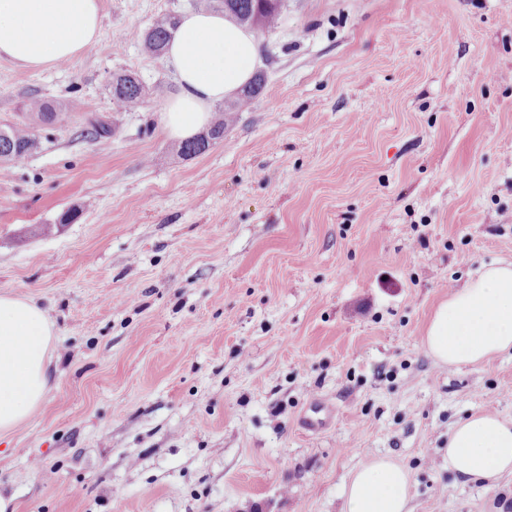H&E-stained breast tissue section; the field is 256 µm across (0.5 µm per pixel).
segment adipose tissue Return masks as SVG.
Here are the masks:
<instances>
[{"mask_svg":"<svg viewBox=\"0 0 512 512\" xmlns=\"http://www.w3.org/2000/svg\"><path fill=\"white\" fill-rule=\"evenodd\" d=\"M99 0H0V57L40 70L69 61L98 38ZM177 89L162 109L165 131L187 139L205 128L214 105L244 87L258 64L251 32L222 13L185 14L165 53ZM52 326L28 300L0 295V432L29 419L48 389ZM423 345L451 367L512 351V265H495L453 290L435 311ZM448 467L464 481L491 484L512 473V424L481 412L448 436ZM410 479L376 458L353 478L346 512H408Z\"/></svg>","mask_w":512,"mask_h":512,"instance_id":"1","label":"adipose tissue"}]
</instances>
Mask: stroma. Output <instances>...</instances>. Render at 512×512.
<instances>
[{"label":"stroma","mask_w":512,"mask_h":512,"mask_svg":"<svg viewBox=\"0 0 512 512\" xmlns=\"http://www.w3.org/2000/svg\"><path fill=\"white\" fill-rule=\"evenodd\" d=\"M100 7L71 61L0 58V124L32 94L65 113L0 166V294L54 333L45 397L0 434L7 512H343L375 457L411 512H512V474L448 469L456 422H512V353L422 345L449 290L512 262V0H286L264 90L192 158L141 40L199 0ZM122 72L150 95L118 111Z\"/></svg>","instance_id":"obj_1"}]
</instances>
